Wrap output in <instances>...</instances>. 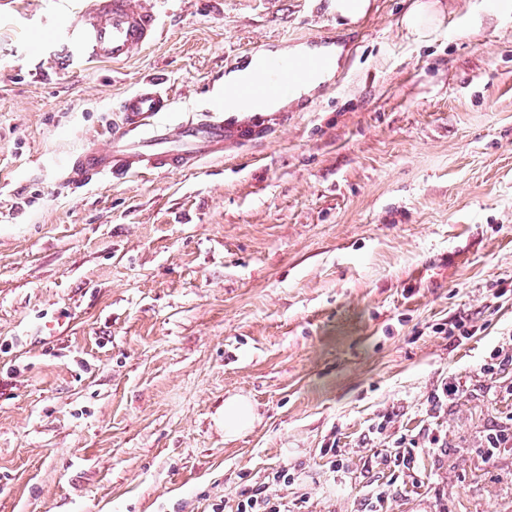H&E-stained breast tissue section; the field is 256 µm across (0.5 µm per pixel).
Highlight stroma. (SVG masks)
<instances>
[{"mask_svg": "<svg viewBox=\"0 0 512 512\" xmlns=\"http://www.w3.org/2000/svg\"><path fill=\"white\" fill-rule=\"evenodd\" d=\"M82 2L0 10V512H512V0H155L117 64L65 58ZM297 45L343 61L255 139L63 180L145 76L197 118ZM331 9L344 23L355 24L371 9L370 0H331ZM403 16L402 23L412 34L422 35L438 20L439 12L436 3L430 0H414ZM259 420L254 403L245 395L233 394L224 401V437L233 439ZM239 501L236 512H291L288 510V501L283 498H272L265 491L256 490L249 494L244 493Z\"/></svg>", "mask_w": 512, "mask_h": 512, "instance_id": "35a3bbf8", "label": "stroma"}]
</instances>
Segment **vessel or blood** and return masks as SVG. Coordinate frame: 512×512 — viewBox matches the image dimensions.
Here are the masks:
<instances>
[{
	"mask_svg": "<svg viewBox=\"0 0 512 512\" xmlns=\"http://www.w3.org/2000/svg\"><path fill=\"white\" fill-rule=\"evenodd\" d=\"M161 33L154 0H84L59 33L70 55L86 61L119 62L156 41ZM319 60L267 59L250 83L225 92L217 110L191 121H175L173 102L161 78L148 76L126 95L121 116L101 142L66 161L61 172L71 184L85 186L132 173H170L195 168L203 159L223 155L225 143L258 132L255 121H225L228 110L244 111L257 96L287 98L288 78L322 68Z\"/></svg>",
	"mask_w": 512,
	"mask_h": 512,
	"instance_id": "b4317fda",
	"label": "vessel or blood"
}]
</instances>
